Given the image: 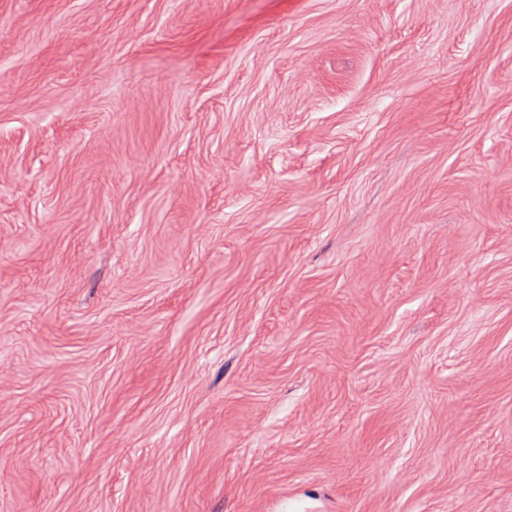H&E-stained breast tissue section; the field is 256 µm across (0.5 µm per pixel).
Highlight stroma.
I'll list each match as a JSON object with an SVG mask.
<instances>
[{"instance_id":"stroma-1","label":"stroma","mask_w":512,"mask_h":512,"mask_svg":"<svg viewBox=\"0 0 512 512\" xmlns=\"http://www.w3.org/2000/svg\"><path fill=\"white\" fill-rule=\"evenodd\" d=\"M0 512H512V0H0Z\"/></svg>"}]
</instances>
